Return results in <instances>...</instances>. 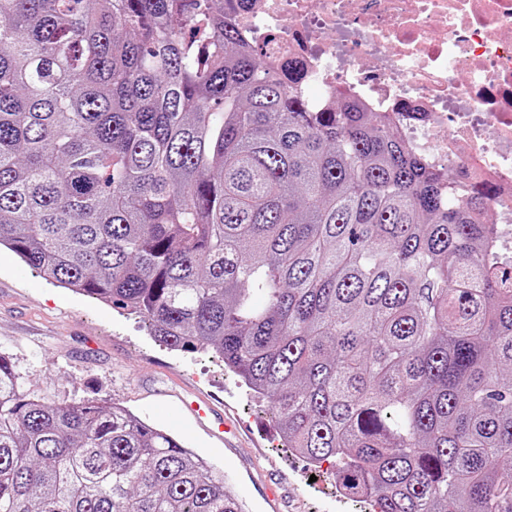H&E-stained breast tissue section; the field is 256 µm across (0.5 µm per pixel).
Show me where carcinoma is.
<instances>
[{
	"instance_id": "cac0c4a2",
	"label": "carcinoma",
	"mask_w": 512,
	"mask_h": 512,
	"mask_svg": "<svg viewBox=\"0 0 512 512\" xmlns=\"http://www.w3.org/2000/svg\"><path fill=\"white\" fill-rule=\"evenodd\" d=\"M348 99L313 109L217 0H0V245L213 350L375 512H512V263ZM0 512H244L126 408L0 352Z\"/></svg>"
}]
</instances>
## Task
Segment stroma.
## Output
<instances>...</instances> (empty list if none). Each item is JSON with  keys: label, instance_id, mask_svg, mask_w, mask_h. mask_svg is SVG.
Here are the masks:
<instances>
[{"label": "stroma", "instance_id": "obj_1", "mask_svg": "<svg viewBox=\"0 0 512 512\" xmlns=\"http://www.w3.org/2000/svg\"><path fill=\"white\" fill-rule=\"evenodd\" d=\"M0 352L39 397L117 402L167 430L223 472L249 512H374L371 500L340 493L337 461L312 464L288 447L268 403L218 354L169 349L139 315L51 283L3 246ZM196 394L214 397L239 423L241 447H225L183 412V399Z\"/></svg>", "mask_w": 512, "mask_h": 512}]
</instances>
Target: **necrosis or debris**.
I'll list each match as a JSON object with an SVG mask.
<instances>
[{
	"label": "necrosis or debris",
	"mask_w": 512,
	"mask_h": 512,
	"mask_svg": "<svg viewBox=\"0 0 512 512\" xmlns=\"http://www.w3.org/2000/svg\"><path fill=\"white\" fill-rule=\"evenodd\" d=\"M280 76L296 65L313 108L341 97L414 151L485 185L497 253L512 258V0H224Z\"/></svg>",
	"instance_id": "obj_1"
}]
</instances>
